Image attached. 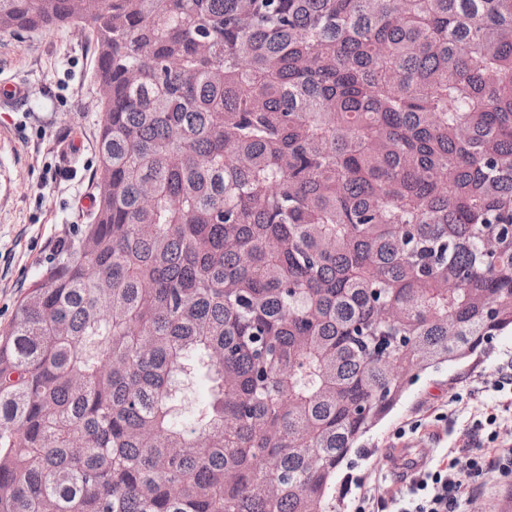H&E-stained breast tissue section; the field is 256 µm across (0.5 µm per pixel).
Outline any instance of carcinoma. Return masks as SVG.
Returning a JSON list of instances; mask_svg holds the SVG:
<instances>
[{
	"label": "carcinoma",
	"instance_id": "1",
	"mask_svg": "<svg viewBox=\"0 0 512 512\" xmlns=\"http://www.w3.org/2000/svg\"><path fill=\"white\" fill-rule=\"evenodd\" d=\"M67 26L107 192L0 335V512H339L512 331V0H0Z\"/></svg>",
	"mask_w": 512,
	"mask_h": 512
}]
</instances>
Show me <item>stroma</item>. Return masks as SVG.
Wrapping results in <instances>:
<instances>
[{"instance_id": "35a3bbf8", "label": "stroma", "mask_w": 512, "mask_h": 512, "mask_svg": "<svg viewBox=\"0 0 512 512\" xmlns=\"http://www.w3.org/2000/svg\"><path fill=\"white\" fill-rule=\"evenodd\" d=\"M94 49L75 27L20 34L0 32V84L21 80L28 104L0 112V331L56 254L60 239L91 223L97 195L100 94ZM512 354V332L497 337L486 354L443 365L410 383L396 408L362 441L364 457L343 470L348 492L342 512H353L364 484L392 492L390 449H423L439 463L466 441L476 405L449 408L461 380L493 381Z\"/></svg>"}]
</instances>
